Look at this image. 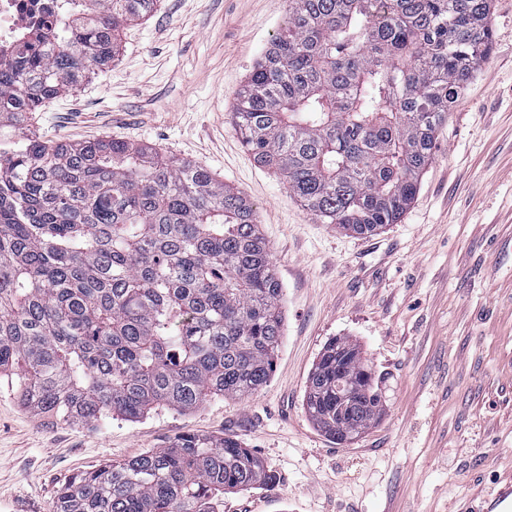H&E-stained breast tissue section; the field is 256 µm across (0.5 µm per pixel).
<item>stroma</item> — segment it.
<instances>
[{
	"label": "stroma",
	"instance_id": "35a3bbf8",
	"mask_svg": "<svg viewBox=\"0 0 512 512\" xmlns=\"http://www.w3.org/2000/svg\"><path fill=\"white\" fill-rule=\"evenodd\" d=\"M288 17V0H160L110 66L32 116L42 140L113 137L211 170L256 207L283 287L272 375L244 400L95 426L34 415L0 378V512H52L74 474L187 433L242 440L279 478L224 512H448L512 468V0L397 223L357 237L321 224L258 166L231 113ZM356 341L385 411L336 444L311 422L308 375Z\"/></svg>",
	"mask_w": 512,
	"mask_h": 512
}]
</instances>
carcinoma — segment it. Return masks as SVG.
I'll list each match as a JSON object with an SVG mask.
<instances>
[{
	"instance_id": "carcinoma-1",
	"label": "carcinoma",
	"mask_w": 512,
	"mask_h": 512,
	"mask_svg": "<svg viewBox=\"0 0 512 512\" xmlns=\"http://www.w3.org/2000/svg\"><path fill=\"white\" fill-rule=\"evenodd\" d=\"M0 51V374L76 424L135 421L269 380L282 286L255 209L208 169L119 139L48 144L29 114L115 58L158 0H65ZM491 0H289L232 121L256 163L323 224L371 236L411 205L436 133L490 50ZM349 389V403L339 393ZM304 405L342 445L383 414L371 368L326 345ZM277 476L235 436L75 474L53 512H218Z\"/></svg>"
}]
</instances>
